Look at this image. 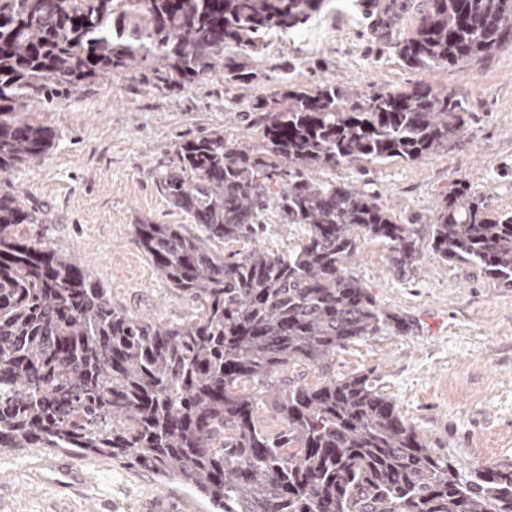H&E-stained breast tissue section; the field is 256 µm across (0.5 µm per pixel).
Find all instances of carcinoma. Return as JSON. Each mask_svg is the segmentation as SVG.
Returning <instances> with one entry per match:
<instances>
[{"label": "carcinoma", "instance_id": "cac0c4a2", "mask_svg": "<svg viewBox=\"0 0 512 512\" xmlns=\"http://www.w3.org/2000/svg\"><path fill=\"white\" fill-rule=\"evenodd\" d=\"M332 0H0V184L40 161L53 134L35 103L114 72L153 66L156 87L215 72L245 89L240 61ZM512 44V0H423L399 52L416 69L481 66ZM261 104L263 143L224 133L181 142L164 195L197 225H134L167 287L198 303L171 323L112 307L76 258L26 232L38 222L0 189V449L106 456L179 477L214 512H512V468L468 474L428 448L360 375L309 386L274 378L322 366L348 344L413 321L349 272L358 237L390 246L400 271L422 251L357 189L317 181L341 164L415 162L461 135L467 109L431 85L364 96L326 80ZM275 202L304 232L286 255L256 242ZM252 248L224 256L218 244ZM444 261L477 263L512 286V213L450 196L433 216ZM282 423L269 433L258 411Z\"/></svg>", "mask_w": 512, "mask_h": 512}]
</instances>
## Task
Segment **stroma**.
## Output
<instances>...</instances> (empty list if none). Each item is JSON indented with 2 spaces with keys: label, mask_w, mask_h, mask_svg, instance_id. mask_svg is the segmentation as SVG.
I'll return each instance as SVG.
<instances>
[{
  "label": "stroma",
  "mask_w": 512,
  "mask_h": 512,
  "mask_svg": "<svg viewBox=\"0 0 512 512\" xmlns=\"http://www.w3.org/2000/svg\"><path fill=\"white\" fill-rule=\"evenodd\" d=\"M420 0H395L386 28L356 0H336L298 31L268 39L246 97L212 74L161 90L151 71L116 73L88 82L52 104L34 107L31 122L54 137L37 163L14 170L9 184L39 217L33 236L74 255L107 288L114 307L168 322L194 318L192 300L172 294L133 243L139 222L192 219L165 197L160 178L184 140L223 132L259 142L256 104L284 83L313 87L331 79L370 95L432 84L462 100L465 131L438 153L415 162H355L317 173L348 183L387 208L401 224L426 228L448 194L465 189L487 210L512 213V46L479 67L412 69L398 44L412 34ZM259 242L285 254L303 236L276 207L265 212ZM412 270L390 264L387 244L359 241L351 271L384 307L414 321L405 335L380 332L340 350L326 368L299 366L314 385L352 374L369 376L395 401L429 448L470 471L512 465V288L475 263L445 262L421 242ZM162 496L171 512H211L178 477L103 458L80 461L62 450H0V512H145Z\"/></svg>",
  "instance_id": "1"
}]
</instances>
